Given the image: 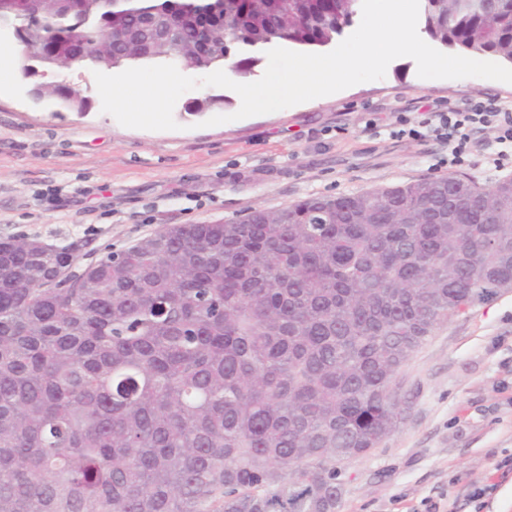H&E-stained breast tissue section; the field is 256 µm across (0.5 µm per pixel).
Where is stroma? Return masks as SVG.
Instances as JSON below:
<instances>
[{
    "mask_svg": "<svg viewBox=\"0 0 512 512\" xmlns=\"http://www.w3.org/2000/svg\"><path fill=\"white\" fill-rule=\"evenodd\" d=\"M74 65L54 81L82 90L85 111L35 98L21 77L0 91V238L87 251L125 249L168 224L245 217L311 196L359 194L448 173L490 187L512 162L444 166L433 140L395 138V113L471 101L512 112V84L422 79L408 57L383 79L277 112L207 126L241 104L229 89L184 93L174 131L121 126L104 113L94 74ZM223 96L220 105L206 98ZM382 126L367 128L370 118ZM410 409L400 428L342 468L336 512H512V290L449 318L401 370ZM482 500H474L475 491Z\"/></svg>",
    "mask_w": 512,
    "mask_h": 512,
    "instance_id": "stroma-1",
    "label": "stroma"
}]
</instances>
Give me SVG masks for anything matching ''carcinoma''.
I'll list each match as a JSON object with an SVG mask.
<instances>
[{
  "label": "carcinoma",
  "mask_w": 512,
  "mask_h": 512,
  "mask_svg": "<svg viewBox=\"0 0 512 512\" xmlns=\"http://www.w3.org/2000/svg\"><path fill=\"white\" fill-rule=\"evenodd\" d=\"M361 0H20L54 71L94 52L208 70L324 46ZM443 45L512 62V0H421ZM39 92L79 112L70 85ZM0 240V512H336L341 466L403 422L400 370L512 289V178L453 175L167 224L114 260Z\"/></svg>",
  "instance_id": "cac0c4a2"
}]
</instances>
